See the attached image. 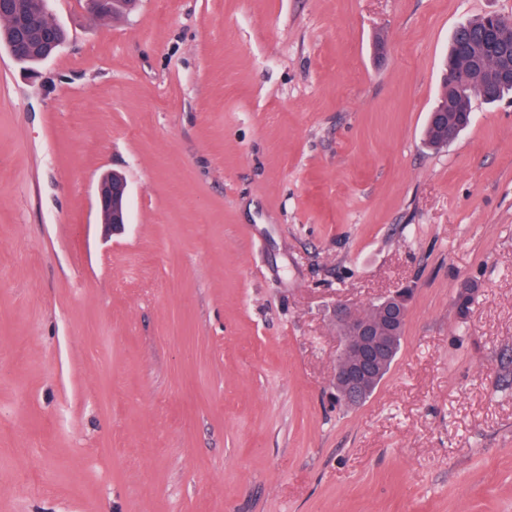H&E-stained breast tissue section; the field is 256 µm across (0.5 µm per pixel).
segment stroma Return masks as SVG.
<instances>
[{
    "label": "stroma",
    "mask_w": 512,
    "mask_h": 512,
    "mask_svg": "<svg viewBox=\"0 0 512 512\" xmlns=\"http://www.w3.org/2000/svg\"><path fill=\"white\" fill-rule=\"evenodd\" d=\"M50 12L37 70L0 46V512H512V96L423 143L449 34L512 0ZM404 290L337 404V305ZM53 32L52 28L46 29L45 35L48 34L50 36L43 38L42 40L41 45L43 47V54L41 60L38 52L27 51L16 61L24 65L32 66L40 63V61H46L56 55L63 43L55 39ZM95 208L100 223L112 228V231L119 230L127 224V183L122 175L112 172L100 180Z\"/></svg>",
    "instance_id": "1"
}]
</instances>
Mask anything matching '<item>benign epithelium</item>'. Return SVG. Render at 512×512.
Here are the masks:
<instances>
[{"mask_svg":"<svg viewBox=\"0 0 512 512\" xmlns=\"http://www.w3.org/2000/svg\"><path fill=\"white\" fill-rule=\"evenodd\" d=\"M110 8L109 0H84V9L93 21L102 19ZM484 34L477 40L463 38L465 30L452 33L456 43L458 68L450 67L442 81V101L431 113L428 126L445 145L456 139L461 126L448 124V113L460 111L456 85L465 82L476 88L480 97L490 100L502 84L512 83V24L499 14L484 16ZM95 208L100 223L116 231L128 220L127 183L115 172L99 182ZM402 295L376 301L369 316L343 305L336 307V323L342 336L336 358V387L340 400L358 404L369 385L379 379L391 359L393 346L406 319Z\"/></svg>","mask_w":512,"mask_h":512,"instance_id":"7a95c632","label":"benign epithelium"}]
</instances>
